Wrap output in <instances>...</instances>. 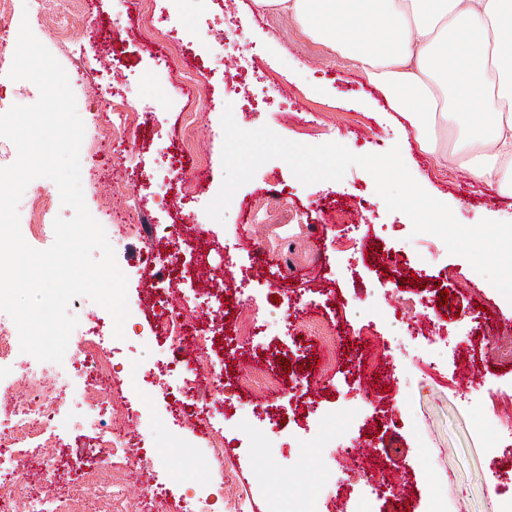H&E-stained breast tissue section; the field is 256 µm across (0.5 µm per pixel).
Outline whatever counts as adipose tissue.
Listing matches in <instances>:
<instances>
[{
    "label": "adipose tissue",
    "instance_id": "1",
    "mask_svg": "<svg viewBox=\"0 0 512 512\" xmlns=\"http://www.w3.org/2000/svg\"><path fill=\"white\" fill-rule=\"evenodd\" d=\"M277 7L347 54L415 133L421 151L500 193H512V82L491 70L512 60V0H255ZM458 136L441 145L440 124Z\"/></svg>",
    "mask_w": 512,
    "mask_h": 512
}]
</instances>
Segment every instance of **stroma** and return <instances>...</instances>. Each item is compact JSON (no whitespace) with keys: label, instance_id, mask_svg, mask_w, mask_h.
I'll use <instances>...</instances> for the list:
<instances>
[{"label":"stroma","instance_id":"35a3bbf8","mask_svg":"<svg viewBox=\"0 0 512 512\" xmlns=\"http://www.w3.org/2000/svg\"><path fill=\"white\" fill-rule=\"evenodd\" d=\"M31 19L35 36L66 72L85 125L80 150L86 205L102 224H132L114 248L127 278L136 327L113 336V319L85 297L69 311L79 324L62 364L44 363L55 387L83 348L102 341L116 371L107 385L112 429L144 440L147 454L115 478L124 512H184V498L224 478L226 504L239 512H352L371 484L382 493L374 512H504L512 494V360L497 346L512 341V302L449 254L438 237L413 234L410 218L388 211L372 176L350 167L342 180L303 184L286 162L264 163L234 194L224 223L205 208L223 181L221 116L232 105L247 130L268 126L304 145L344 143L352 153L399 147L416 181L447 204L457 220L512 222V196L475 182L466 168L438 164L420 151L411 127L348 57L305 32L284 11L257 10L253 0H50ZM128 103L135 123L121 139L98 141L112 104ZM192 116L194 149L184 167L208 161L205 179L167 168L162 149L181 144ZM140 194V211L125 201ZM26 242L49 248L56 217H71L56 185L32 181L19 204ZM47 224L37 234L33 219ZM190 225L204 248L200 269L228 283L223 299L202 304L190 333L215 325L227 369L217 403L194 406L227 441L223 459L208 435L173 419L167 355L156 347V310L145 284L178 276L186 255L176 237L148 240L154 224ZM154 247L145 267L141 249ZM315 306H307L308 297ZM265 332L247 336V326ZM334 327L335 346L320 329ZM335 349L326 365L324 352ZM33 356L12 348L0 356V405L27 398ZM264 370L278 386L246 390L234 376ZM82 409L59 403L37 456L82 471L96 461V442L79 423ZM54 483L73 512H103L106 502L82 482L58 483L32 464L16 491L27 512L31 491Z\"/></svg>","mask_w":512,"mask_h":512}]
</instances>
